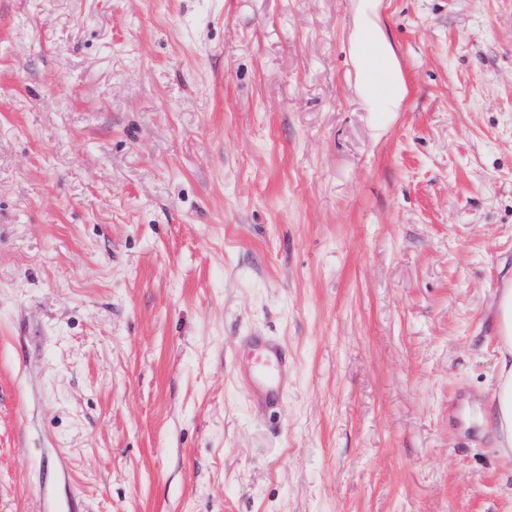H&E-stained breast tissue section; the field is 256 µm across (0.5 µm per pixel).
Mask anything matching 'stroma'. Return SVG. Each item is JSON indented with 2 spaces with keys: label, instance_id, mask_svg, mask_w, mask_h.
<instances>
[{
  "label": "stroma",
  "instance_id": "35a3bbf8",
  "mask_svg": "<svg viewBox=\"0 0 512 512\" xmlns=\"http://www.w3.org/2000/svg\"><path fill=\"white\" fill-rule=\"evenodd\" d=\"M356 2L0 0V512H512V0ZM378 0H359L350 58L357 91L370 112H398L407 94L398 59L377 16ZM499 371L485 423L497 434L503 455L512 456V289L503 288L496 306ZM244 343L251 355L244 365L242 382L257 390L266 402L274 403L280 397V377L288 368L287 356L279 343L263 336H249Z\"/></svg>",
  "mask_w": 512,
  "mask_h": 512
}]
</instances>
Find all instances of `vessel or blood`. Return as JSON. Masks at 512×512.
Returning <instances> with one entry per match:
<instances>
[{
	"instance_id": "vessel-or-blood-1",
	"label": "vessel or blood",
	"mask_w": 512,
	"mask_h": 512,
	"mask_svg": "<svg viewBox=\"0 0 512 512\" xmlns=\"http://www.w3.org/2000/svg\"><path fill=\"white\" fill-rule=\"evenodd\" d=\"M245 344L251 355L242 371L243 383L257 390L266 402L277 401L281 393L280 377L288 368L283 348L262 336L247 337Z\"/></svg>"
}]
</instances>
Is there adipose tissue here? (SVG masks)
Wrapping results in <instances>:
<instances>
[{
    "mask_svg": "<svg viewBox=\"0 0 512 512\" xmlns=\"http://www.w3.org/2000/svg\"><path fill=\"white\" fill-rule=\"evenodd\" d=\"M378 0H359L350 58L357 91L368 111H399L407 94L398 59L378 21ZM499 371L486 424L497 434L503 455L512 456V289H502L496 306Z\"/></svg>",
    "mask_w": 512,
    "mask_h": 512,
    "instance_id": "ef3b65f1",
    "label": "adipose tissue"
}]
</instances>
